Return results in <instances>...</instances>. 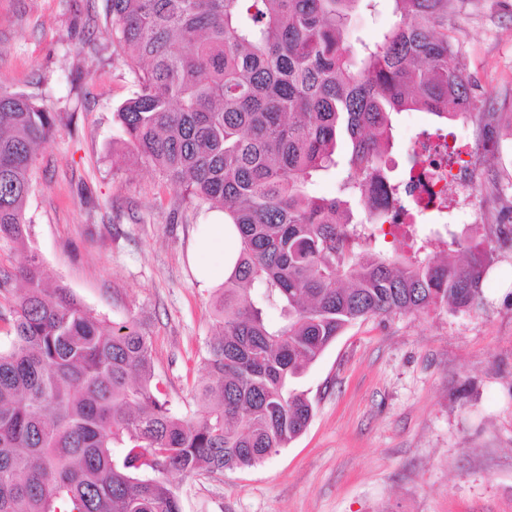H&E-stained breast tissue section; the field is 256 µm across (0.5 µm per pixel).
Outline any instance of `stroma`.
Returning <instances> with one entry per match:
<instances>
[{
    "label": "stroma",
    "instance_id": "stroma-1",
    "mask_svg": "<svg viewBox=\"0 0 512 512\" xmlns=\"http://www.w3.org/2000/svg\"><path fill=\"white\" fill-rule=\"evenodd\" d=\"M393 11L392 0L359 11L348 42L375 40ZM104 15L105 0H0V86L74 116L37 151L31 244L104 325L145 329L171 409L189 415L224 285L199 282L190 261L213 215L151 164L117 161L116 112L137 82ZM448 34L478 111L464 126L394 115L393 154L455 132L477 175L475 219L500 224L512 213V0H448ZM293 386L313 403L305 432L249 469L170 474L181 512H512V248L489 270L479 311L357 322Z\"/></svg>",
    "mask_w": 512,
    "mask_h": 512
}]
</instances>
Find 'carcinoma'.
<instances>
[{
    "mask_svg": "<svg viewBox=\"0 0 512 512\" xmlns=\"http://www.w3.org/2000/svg\"><path fill=\"white\" fill-rule=\"evenodd\" d=\"M374 0H106V32L135 69L118 109L129 152L237 233L193 415L169 407L151 338L105 328L30 254L0 270V512H180L168 475L254 467L299 437L313 405L289 387L370 317L476 311L512 225H408L409 250L372 247L392 115L453 121L477 99L448 37V0H393L373 44L346 43ZM61 117L0 87V243H26L36 147ZM351 151L339 194L314 184ZM276 307L272 327L265 310Z\"/></svg>",
    "mask_w": 512,
    "mask_h": 512,
    "instance_id": "1",
    "label": "carcinoma"
}]
</instances>
